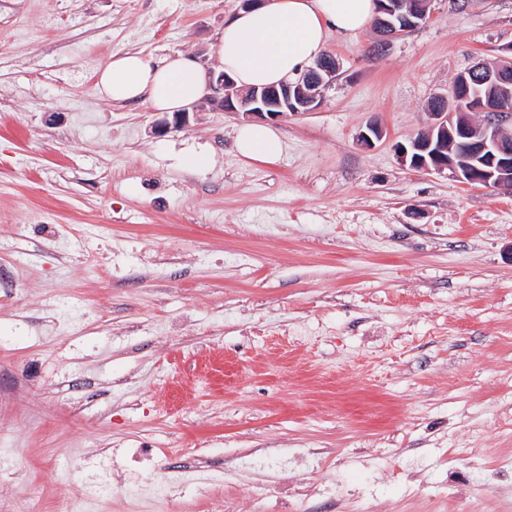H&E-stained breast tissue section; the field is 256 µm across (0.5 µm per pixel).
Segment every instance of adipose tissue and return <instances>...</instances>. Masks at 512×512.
<instances>
[{
	"label": "adipose tissue",
	"mask_w": 512,
	"mask_h": 512,
	"mask_svg": "<svg viewBox=\"0 0 512 512\" xmlns=\"http://www.w3.org/2000/svg\"><path fill=\"white\" fill-rule=\"evenodd\" d=\"M377 8V0H267L229 18L216 35L214 52L240 89L277 87L322 56L330 35L364 31ZM97 90L117 103L173 113L205 95L206 71L188 53L150 61L136 51L118 52L100 71ZM234 144L252 161L273 162L283 152L278 133L260 122L239 127Z\"/></svg>",
	"instance_id": "adipose-tissue-1"
}]
</instances>
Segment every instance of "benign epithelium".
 I'll list each match as a JSON object with an SVG mask.
<instances>
[{
    "label": "benign epithelium",
    "instance_id": "1",
    "mask_svg": "<svg viewBox=\"0 0 512 512\" xmlns=\"http://www.w3.org/2000/svg\"><path fill=\"white\" fill-rule=\"evenodd\" d=\"M429 14L421 0H382L380 14L374 26L379 44L385 45L405 32L427 23ZM338 68L331 60H319L305 68L295 83L279 88L242 91L224 73L208 72L209 96L191 106V110L177 112L173 122L164 121L162 128H178L186 124L189 112L215 102L226 112L241 113L277 121L290 115L315 110L321 104L323 72ZM486 73L483 83L487 89L476 90L468 96L472 110L486 114L485 123L475 127L467 112L455 114L434 109L428 113L426 126L404 143L394 146L399 164L426 173L449 172L465 184H481L496 191L512 193V56L505 58L495 69L481 64L458 75L456 85L471 90V77ZM383 138L380 125L371 123L360 132V145L371 148Z\"/></svg>",
    "mask_w": 512,
    "mask_h": 512
}]
</instances>
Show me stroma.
I'll use <instances>...</instances> for the list:
<instances>
[{
	"label": "stroma",
	"mask_w": 512,
	"mask_h": 512,
	"mask_svg": "<svg viewBox=\"0 0 512 512\" xmlns=\"http://www.w3.org/2000/svg\"><path fill=\"white\" fill-rule=\"evenodd\" d=\"M239 8L0 0V512H512V194L393 150L506 57L512 0L330 37L273 163L243 115L98 94L116 52L217 68ZM234 144L242 157L252 161L274 162L283 152L279 134L269 125L260 122L239 127Z\"/></svg>",
	"instance_id": "stroma-1"
}]
</instances>
